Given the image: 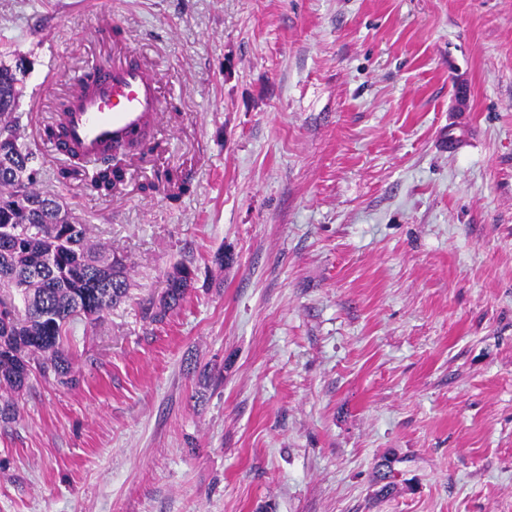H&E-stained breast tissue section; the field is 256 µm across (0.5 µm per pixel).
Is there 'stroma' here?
<instances>
[{"instance_id":"stroma-1","label":"stroma","mask_w":512,"mask_h":512,"mask_svg":"<svg viewBox=\"0 0 512 512\" xmlns=\"http://www.w3.org/2000/svg\"><path fill=\"white\" fill-rule=\"evenodd\" d=\"M121 47L166 74L156 148L59 186L37 135ZM0 54L130 282L0 422V512H512V0H0ZM196 277V270L184 264L172 267L166 274V288L158 303L149 307L146 316L152 322L163 321L170 312L179 308Z\"/></svg>"}]
</instances>
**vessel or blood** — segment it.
<instances>
[{"label": "vessel or blood", "mask_w": 512, "mask_h": 512, "mask_svg": "<svg viewBox=\"0 0 512 512\" xmlns=\"http://www.w3.org/2000/svg\"><path fill=\"white\" fill-rule=\"evenodd\" d=\"M55 116L49 146L68 157L103 158L125 152L134 134L155 127L164 110L158 74L137 54L93 65L76 75Z\"/></svg>", "instance_id": "vessel-or-blood-1"}]
</instances>
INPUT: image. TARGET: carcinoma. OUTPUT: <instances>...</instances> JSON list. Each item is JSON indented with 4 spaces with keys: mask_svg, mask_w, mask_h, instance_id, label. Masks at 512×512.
<instances>
[{
    "mask_svg": "<svg viewBox=\"0 0 512 512\" xmlns=\"http://www.w3.org/2000/svg\"><path fill=\"white\" fill-rule=\"evenodd\" d=\"M30 61L0 56V387L20 393L33 370L72 379L65 327L77 318L101 320L129 298L126 257L92 242L61 198L39 188L41 170L28 171L35 154L21 141L19 108ZM122 175L107 165L93 187L111 193ZM169 198L189 191L178 172L164 174ZM196 277L184 264L166 274V288L147 309L153 322L179 308Z\"/></svg>",
    "mask_w": 512,
    "mask_h": 512,
    "instance_id": "1",
    "label": "carcinoma"
}]
</instances>
